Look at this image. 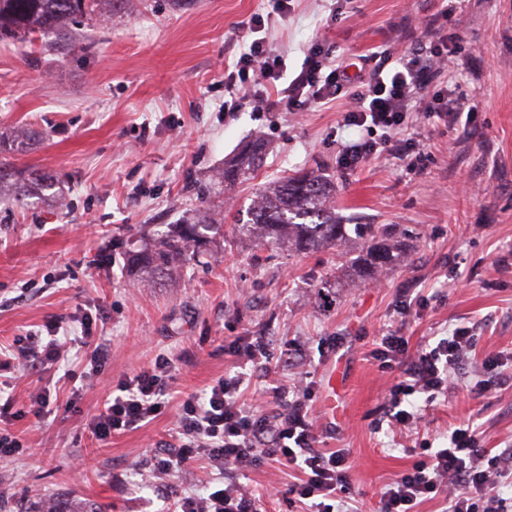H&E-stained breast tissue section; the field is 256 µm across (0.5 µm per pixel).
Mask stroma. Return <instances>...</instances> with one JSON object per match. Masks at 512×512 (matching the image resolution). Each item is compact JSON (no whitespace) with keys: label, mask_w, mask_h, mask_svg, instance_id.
Wrapping results in <instances>:
<instances>
[{"label":"stroma","mask_w":512,"mask_h":512,"mask_svg":"<svg viewBox=\"0 0 512 512\" xmlns=\"http://www.w3.org/2000/svg\"><path fill=\"white\" fill-rule=\"evenodd\" d=\"M449 12L460 37L458 67L443 88L475 102L452 126L422 125L430 154L418 175L375 155L354 171L340 157L356 138L341 124L349 101L305 112L224 109V62L236 61L248 23L297 75L311 49L327 59L389 69L427 43L426 24ZM35 131V139L21 130ZM0 136L26 179L49 176L57 196L0 185V415L28 449L0 458V512H33L38 498H81L107 512H167L174 495L213 485L207 461L148 483L145 463L171 439L186 396L232 367L224 347L264 340L286 385L305 376L324 447L350 451L351 512H376L385 486L427 448L446 446L469 422L487 448L512 442V387L477 392L481 365L501 356L512 376V0H112L72 47L45 52L0 40ZM268 149L254 179L224 204L249 206L278 176L320 173L336 186V211L352 224H392L406 260L379 282L352 276L343 255L267 248L232 222L211 256L153 287L125 271L129 241L190 215L214 175L254 140ZM409 315H402L403 304ZM91 318L112 358L92 371L89 349L42 372L11 363L22 337L59 322L80 335ZM460 325L478 342L448 396L416 427L391 430L383 414L389 376L372 352L399 330L411 348ZM306 350L301 369L285 362ZM164 358L173 367L165 412L99 442L89 423L120 379ZM46 392L47 413L33 394ZM295 470L270 462L240 473L261 512H301Z\"/></svg>","instance_id":"stroma-1"}]
</instances>
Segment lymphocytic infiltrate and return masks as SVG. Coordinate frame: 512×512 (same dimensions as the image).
I'll use <instances>...</instances> for the list:
<instances>
[{
	"mask_svg": "<svg viewBox=\"0 0 512 512\" xmlns=\"http://www.w3.org/2000/svg\"><path fill=\"white\" fill-rule=\"evenodd\" d=\"M261 31V24L249 27L251 39L244 52L224 72L225 111L251 104L269 112H302L350 97L353 106L344 117L345 126L380 127L385 135L377 141L363 137L347 145L341 157L343 167H357L384 152L409 168H418L421 151L414 132L418 121L452 124L467 109L464 102L449 98L438 87V78L452 61L451 52L438 46L443 38L439 21H431L428 27L433 45L400 57L389 71L375 72L367 81L351 74L349 65L341 61L323 67L315 53L294 78H287L282 57L270 50ZM424 95L429 105L415 111V99ZM476 344L471 326L456 327L414 351L407 337L393 333L380 337L373 356L382 371L393 376L384 403L389 422L407 429L416 425L421 419L420 398L431 401L445 394ZM77 347L90 348V361L97 368L112 357L109 344L94 337L88 325L82 336L53 333L37 352L24 346L17 353L32 368L49 370L61 366ZM227 351L235 359L236 370L218 378L203 395L187 396L175 440L161 442L150 458L151 469L158 474L179 473L203 459L222 476V488L182 497L180 512H259L257 497L237 483L236 474L267 460L300 472L292 491L307 512H345L342 494L348 484V449L321 447L307 396L288 399L274 376L263 341L239 338ZM171 379V366L162 358L120 380L115 395L90 423L92 435L105 441L162 415ZM256 380L261 381V392L271 399V407L243 401V392ZM510 476L512 448L482 447L472 425L462 424L451 432L446 447L430 452L387 485L378 512H415L419 503L443 494L448 497V512H511L499 492L503 479Z\"/></svg>",
	"mask_w": 512,
	"mask_h": 512,
	"instance_id": "1",
	"label": "lymphocytic infiltrate"
}]
</instances>
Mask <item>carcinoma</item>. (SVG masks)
Instances as JSON below:
<instances>
[{
  "mask_svg": "<svg viewBox=\"0 0 512 512\" xmlns=\"http://www.w3.org/2000/svg\"><path fill=\"white\" fill-rule=\"evenodd\" d=\"M112 0H0V38L14 39L50 50V34L73 38L72 28L99 14L98 6ZM261 164V144L242 153L224 167L217 184H231L252 174ZM334 184L321 174L285 177L259 194L246 210V218L235 217L239 231L253 236L260 245L314 253L336 249L357 239L360 249L350 261L353 271L365 279L400 264L403 251L394 241L391 224H344L336 219L331 205ZM224 219L205 207L198 216L143 240L140 248L127 253V268L138 280L156 283L169 278L207 252ZM38 512H101L95 503L69 499H49Z\"/></svg>",
  "mask_w": 512,
  "mask_h": 512,
  "instance_id": "cac0c4a2",
  "label": "carcinoma"
}]
</instances>
